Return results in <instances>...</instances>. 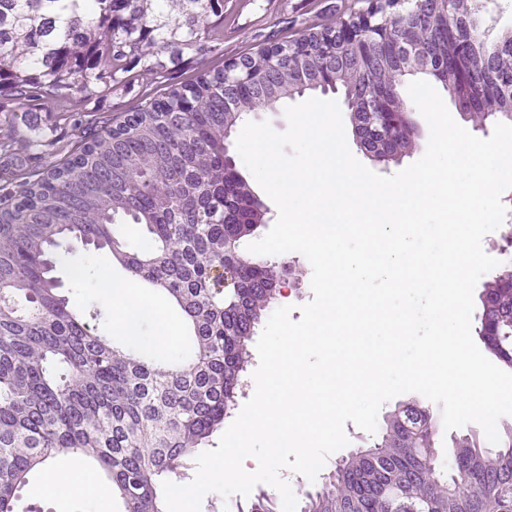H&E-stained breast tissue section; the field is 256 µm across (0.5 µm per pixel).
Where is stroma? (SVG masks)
I'll return each instance as SVG.
<instances>
[{
	"instance_id": "35a3bbf8",
	"label": "stroma",
	"mask_w": 512,
	"mask_h": 512,
	"mask_svg": "<svg viewBox=\"0 0 512 512\" xmlns=\"http://www.w3.org/2000/svg\"><path fill=\"white\" fill-rule=\"evenodd\" d=\"M368 0H224V26L221 38L212 42L205 57L184 53L178 66H171L164 74L146 72L144 64L129 66L124 81L118 88L103 90L83 99L79 104L83 112H104L124 116L145 98L167 92L169 86L194 79L201 69H220L225 62L255 52L269 42L289 41L303 33L316 31L336 23L339 18L365 9ZM71 259L61 260L54 271L71 305L82 312L98 309L103 317L95 326L99 333L122 341L123 335L112 311L106 310L100 294L106 281L123 282L127 276L110 257L84 246L71 245ZM88 265L84 282H77L72 272V259ZM277 264H291L298 273L284 277L279 283L281 295L289 296L294 307L292 320H299V307L312 299L310 282L312 267L296 252L277 255ZM15 512H102L98 499L88 494L59 497L45 491L41 471L30 473L15 502Z\"/></svg>"
}]
</instances>
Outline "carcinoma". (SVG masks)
<instances>
[{
  "instance_id": "carcinoma-1",
  "label": "carcinoma",
  "mask_w": 512,
  "mask_h": 512,
  "mask_svg": "<svg viewBox=\"0 0 512 512\" xmlns=\"http://www.w3.org/2000/svg\"><path fill=\"white\" fill-rule=\"evenodd\" d=\"M224 0H0V97L15 107L0 118V512H14L28 475L53 460L94 465L120 512H164L162 483L224 427L245 386L251 341L277 300L284 266H253L242 242L265 222L264 205L239 172L225 170L227 133L252 103L274 110L322 87L309 80L327 67L318 50L331 28L304 34L229 61L240 80L225 101L224 70H204L165 95L151 97L114 122L75 111L74 100L98 84L122 82L124 61L166 68L163 53H201L214 40L210 15ZM372 23L391 39L419 29L422 50L479 70L458 55L476 34L458 3L379 0ZM497 37L498 77L512 83V28ZM450 94L454 71L439 80ZM399 75L375 58L370 69L345 54L327 83L361 105L366 91H388ZM70 120L69 148L24 141L26 103L45 94ZM512 95L488 90L483 111L512 122ZM123 224L142 227L134 245ZM235 248L224 250V237ZM77 239L106 253L128 278L163 292L183 316L186 351L162 360L133 344L98 335L74 311L52 276L64 243ZM512 280L507 261L488 281L498 295L486 335L489 352L512 369ZM429 408L405 403L376 440L336 463L321 487L304 494L301 512H491L512 497V428L497 450L465 437L449 470L437 463ZM479 488L458 487V466ZM238 512H276L261 494Z\"/></svg>"
}]
</instances>
